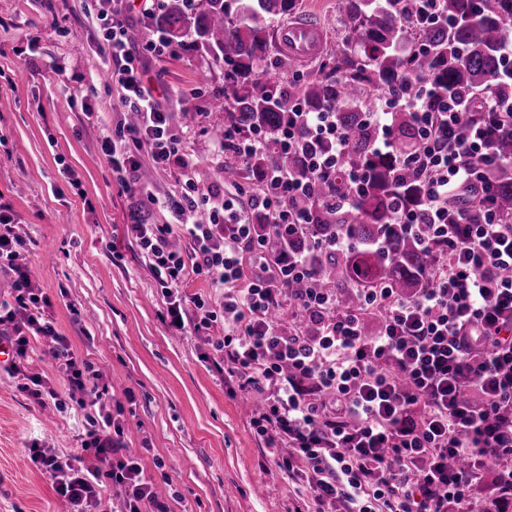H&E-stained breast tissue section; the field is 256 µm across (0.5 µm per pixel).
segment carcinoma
Listing matches in <instances>:
<instances>
[{"instance_id": "carcinoma-1", "label": "carcinoma", "mask_w": 512, "mask_h": 512, "mask_svg": "<svg viewBox=\"0 0 512 512\" xmlns=\"http://www.w3.org/2000/svg\"><path fill=\"white\" fill-rule=\"evenodd\" d=\"M448 18L454 27L441 23L415 25L405 19L414 12L409 0H388L380 5L371 0H337L343 35L336 45L333 75L281 86V78L293 70L288 56L281 55L275 70L260 66L271 46L267 18L283 19L295 10L297 0H170L154 17L153 24L169 43L192 38L196 49L224 64V97L228 121L236 130L262 131L268 141L263 153L247 165L224 164V179L235 181L243 172H260L269 164L300 171V159L280 151L276 134L287 120L286 104L299 100L310 110L331 109L345 100L353 108L338 112V121L349 137L348 160L365 165L370 181L354 207L338 213L312 206L311 230L320 238L346 234L353 247L346 252L315 260L313 276L291 284L293 288H325L339 292L345 305L356 303L352 289L370 287L386 279L403 294L426 288L432 262L410 237L392 224L393 208L412 205L418 195L417 175L411 169L393 168V157L413 147L418 130L411 113L394 114V138L388 155L371 152L377 131L361 124L360 116L378 106L374 92L402 85L413 97L416 85L403 82L408 70L424 67L421 56H405L399 44L417 42L427 55L447 66L436 72L437 81L458 92L491 91L489 80L501 68L497 43L512 34V0H446ZM466 49L456 58L457 48ZM496 206L506 217L512 215V178L499 177L495 186Z\"/></svg>"}]
</instances>
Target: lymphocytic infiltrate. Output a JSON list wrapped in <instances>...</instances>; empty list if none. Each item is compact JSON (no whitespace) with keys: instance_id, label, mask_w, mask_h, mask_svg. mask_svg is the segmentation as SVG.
I'll return each instance as SVG.
<instances>
[{"instance_id":"1","label":"lymphocytic infiltrate","mask_w":512,"mask_h":512,"mask_svg":"<svg viewBox=\"0 0 512 512\" xmlns=\"http://www.w3.org/2000/svg\"><path fill=\"white\" fill-rule=\"evenodd\" d=\"M95 25L110 82L137 116L133 125L118 117L100 149L134 195L126 174L137 165L136 150L165 171L181 158V137L112 0H99ZM500 55L496 92L483 104L440 90L426 68L408 74L415 97L390 88L362 115L378 133L374 151L385 154L394 112L415 118L418 144L394 164L417 173L421 194L414 205L398 206L393 222L432 259L430 285L417 293L382 281L356 289L352 307L320 288L284 293L311 274L321 253L350 247L345 235L321 239L309 228L310 205L350 210L367 181L366 170L347 163L346 133L333 109L289 104L277 139L282 151L300 155L303 171L259 174L253 208L278 216L269 236L223 190L201 188L192 176L180 200L167 205V223L131 227L168 300L169 327L198 333L223 321L214 349L224 380L257 397L250 425L296 487L293 512H500L512 504V220L494 199L504 164L498 145L512 141V38ZM11 210L0 203V271L12 279L9 298L0 299V341L15 356L5 370L18 374L30 341L43 340L65 367L69 389L85 392L94 407L104 397L98 375L58 332L50 298L33 287L22 261L27 241ZM176 236L186 237L185 249L174 248ZM273 237L303 248L272 253ZM193 274L223 291L221 311L206 295H182ZM368 318L375 332L366 331ZM111 427L110 414L91 419L69 461L35 447L30 459L70 512H97L107 480L124 487L126 512H170Z\"/></svg>"}]
</instances>
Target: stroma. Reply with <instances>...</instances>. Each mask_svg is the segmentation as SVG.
I'll return each mask as SVG.
<instances>
[{
	"label": "stroma",
	"instance_id": "1",
	"mask_svg": "<svg viewBox=\"0 0 512 512\" xmlns=\"http://www.w3.org/2000/svg\"><path fill=\"white\" fill-rule=\"evenodd\" d=\"M128 0L130 29L154 86L165 89L171 111L189 112L182 151L207 169L208 185L223 186L219 153L224 118V66L190 42L166 56L147 49L154 14ZM95 0H0V196L13 205L29 241L33 284L47 293L59 332L76 355L109 384L105 410L121 428L120 441L136 449L160 500L171 512H288L286 474L263 455L251 429L250 398L231 394L201 353L211 351L223 323L202 335H178L164 322L166 304L147 261L127 233L135 214L164 223L159 209L140 210L115 181L100 150L104 134L85 108L119 111L109 84L104 46L91 24ZM295 16L325 30L314 62L297 66L304 82L328 72L341 23L336 0H299ZM146 193L165 200L183 187L181 168L135 174ZM61 395L38 405L0 375V512H67L51 479L30 460L29 444L64 460L87 426L80 392L48 345L31 340L20 365Z\"/></svg>",
	"mask_w": 512,
	"mask_h": 512
}]
</instances>
